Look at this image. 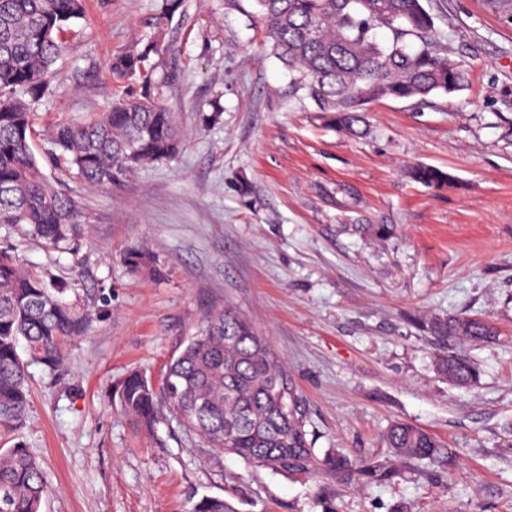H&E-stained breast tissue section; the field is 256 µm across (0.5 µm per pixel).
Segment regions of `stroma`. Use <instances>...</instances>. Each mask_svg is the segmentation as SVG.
I'll list each match as a JSON object with an SVG mask.
<instances>
[{
    "instance_id": "1",
    "label": "stroma",
    "mask_w": 512,
    "mask_h": 512,
    "mask_svg": "<svg viewBox=\"0 0 512 512\" xmlns=\"http://www.w3.org/2000/svg\"><path fill=\"white\" fill-rule=\"evenodd\" d=\"M422 4L468 86L374 102L354 137L291 94L254 0H182L154 76L179 154L109 189L68 182L91 227L77 255L16 251L93 312L58 371L29 364L25 421L0 433V448L39 461L43 512H193L206 495L238 512H512V0ZM157 5L86 0L37 108L36 151L55 124L138 92L107 64L144 46ZM216 107L220 122L204 123ZM416 164L449 179L415 182ZM134 243L159 276L126 265ZM227 302L287 365L316 454L375 458L392 477H286L211 451L176 419L146 430L109 401L128 373L160 374ZM457 314L499 334L463 347L481 370L466 388L432 362L429 322ZM396 420L451 448V465L395 463L383 433Z\"/></svg>"
}]
</instances>
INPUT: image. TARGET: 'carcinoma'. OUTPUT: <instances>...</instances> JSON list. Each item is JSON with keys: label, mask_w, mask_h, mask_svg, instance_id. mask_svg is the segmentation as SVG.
Masks as SVG:
<instances>
[{"label": "carcinoma", "mask_w": 512, "mask_h": 512, "mask_svg": "<svg viewBox=\"0 0 512 512\" xmlns=\"http://www.w3.org/2000/svg\"><path fill=\"white\" fill-rule=\"evenodd\" d=\"M271 51L292 75L291 88L312 102L327 125L362 133L365 107L383 99L426 100L468 83V72L433 35L422 0H255ZM179 0H160L156 32L144 48L112 56L116 80H141L142 91L103 111L52 130L42 157L32 149L35 105L50 91L52 67L67 46L71 25L85 18V0H0V225L24 240L75 254L88 235L80 201L53 183L49 166L89 188L128 181L139 169L172 159L184 135L177 117L151 92L169 45L162 33ZM389 37L381 42L377 30ZM410 176L428 186L444 171L417 165ZM134 271H156L153 254L134 244L125 253ZM68 286L23 267L0 249V430L11 432L27 414L26 368L49 371L64 363V344L84 335L91 317L67 297ZM436 373L458 386L476 383L478 364L456 352L457 342L487 343L497 334L479 317L436 318ZM24 347V353L18 348ZM110 401L151 427L168 407L209 448L285 476L330 474L346 480L386 472L378 461L315 455L306 416L284 362L268 338L226 303L206 313L183 337L162 374L161 386L133 372L110 387ZM383 440L404 462L441 457L443 444L413 424L394 421ZM45 476L28 448H0V512H43ZM194 512H238L224 498L204 496Z\"/></svg>", "instance_id": "carcinoma-1"}]
</instances>
